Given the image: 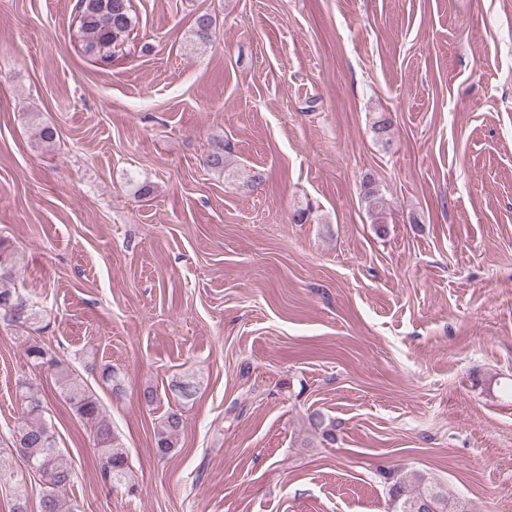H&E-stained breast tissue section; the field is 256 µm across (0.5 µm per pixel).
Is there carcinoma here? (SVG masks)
Instances as JSON below:
<instances>
[{
  "instance_id": "carcinoma-1",
  "label": "carcinoma",
  "mask_w": 512,
  "mask_h": 512,
  "mask_svg": "<svg viewBox=\"0 0 512 512\" xmlns=\"http://www.w3.org/2000/svg\"><path fill=\"white\" fill-rule=\"evenodd\" d=\"M75 24L83 53L108 62L112 50L123 44L133 27L131 0H79ZM193 37L203 45L210 42L212 21L208 15L197 17ZM13 280L11 252L0 240V319L18 326L38 321L34 304L11 286ZM25 352L33 367L50 371L65 399L90 425L104 480L113 486L125 482L126 453L99 399L62 358L49 355L37 340H28ZM16 391L26 413L14 425L11 447L45 481L41 512H64L61 494L71 484L73 471L63 462L54 432L43 419L44 396L39 384L28 378L17 383ZM182 425L178 413L166 415L155 435L158 455L166 456L177 447ZM378 476L386 485L390 512H470L465 502L441 492L434 480L423 474L407 479L392 469H381Z\"/></svg>"
}]
</instances>
